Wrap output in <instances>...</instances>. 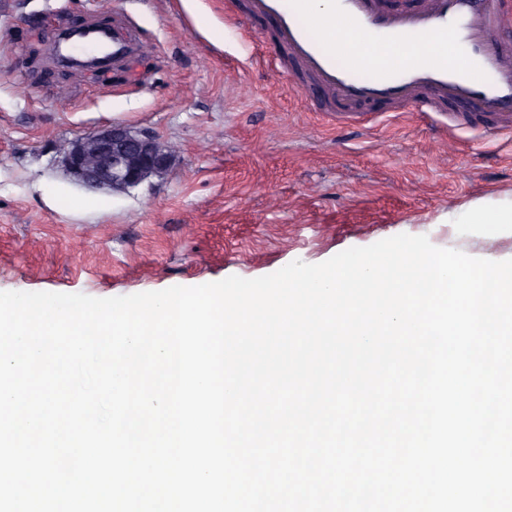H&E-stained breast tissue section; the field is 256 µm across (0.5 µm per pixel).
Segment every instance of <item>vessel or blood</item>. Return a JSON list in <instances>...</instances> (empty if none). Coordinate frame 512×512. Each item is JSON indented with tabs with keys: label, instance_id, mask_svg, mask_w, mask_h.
<instances>
[{
	"label": "vessel or blood",
	"instance_id": "1",
	"mask_svg": "<svg viewBox=\"0 0 512 512\" xmlns=\"http://www.w3.org/2000/svg\"><path fill=\"white\" fill-rule=\"evenodd\" d=\"M250 13L275 20L290 58L325 96L323 112L356 128L371 119L377 102L396 112H433L448 133L476 129L490 139L512 137V0H422L420 7L387 12L381 0H337L333 17L361 42V78L340 66L324 38L306 19L310 0H251ZM432 43L457 51L424 63H393L390 52L407 53Z\"/></svg>",
	"mask_w": 512,
	"mask_h": 512
}]
</instances>
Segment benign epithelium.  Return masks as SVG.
I'll return each instance as SVG.
<instances>
[{
  "instance_id": "7a95c632",
  "label": "benign epithelium",
  "mask_w": 512,
  "mask_h": 512,
  "mask_svg": "<svg viewBox=\"0 0 512 512\" xmlns=\"http://www.w3.org/2000/svg\"><path fill=\"white\" fill-rule=\"evenodd\" d=\"M170 162L154 133L113 124L76 139L63 160V172L92 189L124 191L149 173L165 171Z\"/></svg>"
}]
</instances>
